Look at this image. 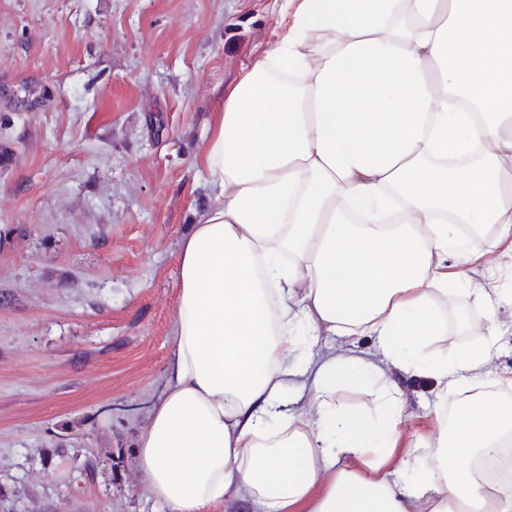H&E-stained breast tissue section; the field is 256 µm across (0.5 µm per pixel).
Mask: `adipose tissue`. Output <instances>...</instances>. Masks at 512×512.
<instances>
[{
	"label": "adipose tissue",
	"mask_w": 512,
	"mask_h": 512,
	"mask_svg": "<svg viewBox=\"0 0 512 512\" xmlns=\"http://www.w3.org/2000/svg\"><path fill=\"white\" fill-rule=\"evenodd\" d=\"M204 165L140 435L147 491L171 512H512V482L479 467L512 436V378L474 399L492 346L426 350L457 286L490 335L512 330L490 277L512 253V0H300L225 99ZM465 224L493 231L475 245ZM355 330L376 336L371 358L317 343ZM393 367L432 377L452 412L407 447ZM354 373L377 387V424L336 408Z\"/></svg>",
	"instance_id": "1"
}]
</instances>
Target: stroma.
Returning <instances> with one entry per match:
<instances>
[{
	"instance_id": "obj_1",
	"label": "stroma",
	"mask_w": 512,
	"mask_h": 512,
	"mask_svg": "<svg viewBox=\"0 0 512 512\" xmlns=\"http://www.w3.org/2000/svg\"><path fill=\"white\" fill-rule=\"evenodd\" d=\"M283 0H0V512H169L137 442L172 351L204 151ZM443 353L484 343L458 292ZM404 442L431 379L396 375ZM336 405L373 412L353 377Z\"/></svg>"
}]
</instances>
